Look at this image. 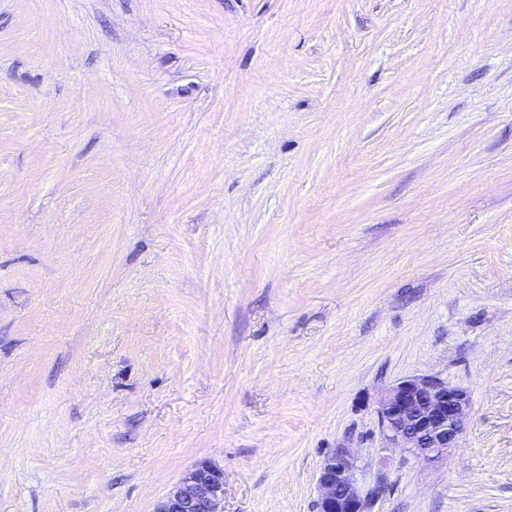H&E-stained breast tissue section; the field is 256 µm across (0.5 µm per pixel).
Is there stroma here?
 <instances>
[{"instance_id": "stroma-1", "label": "stroma", "mask_w": 512, "mask_h": 512, "mask_svg": "<svg viewBox=\"0 0 512 512\" xmlns=\"http://www.w3.org/2000/svg\"><path fill=\"white\" fill-rule=\"evenodd\" d=\"M463 388L458 447L381 392ZM512 512V0H0V512ZM468 411L467 392L434 376L399 381L384 392L377 408L385 440L423 461L457 447ZM356 458L348 452L328 455L319 470L316 512H371L374 492L359 484ZM224 472L199 462L158 504L155 512H223Z\"/></svg>"}]
</instances>
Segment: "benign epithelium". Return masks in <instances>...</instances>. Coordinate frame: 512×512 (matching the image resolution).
I'll return each instance as SVG.
<instances>
[{"instance_id":"obj_1","label":"benign epithelium","mask_w":512,"mask_h":512,"mask_svg":"<svg viewBox=\"0 0 512 512\" xmlns=\"http://www.w3.org/2000/svg\"><path fill=\"white\" fill-rule=\"evenodd\" d=\"M469 397L434 376H413L391 386L378 401L385 440L415 458L435 461L455 448L466 427ZM356 458L327 456L318 473L316 512H371L372 491L359 484ZM224 472L202 461L158 504L155 512H223Z\"/></svg>"}]
</instances>
